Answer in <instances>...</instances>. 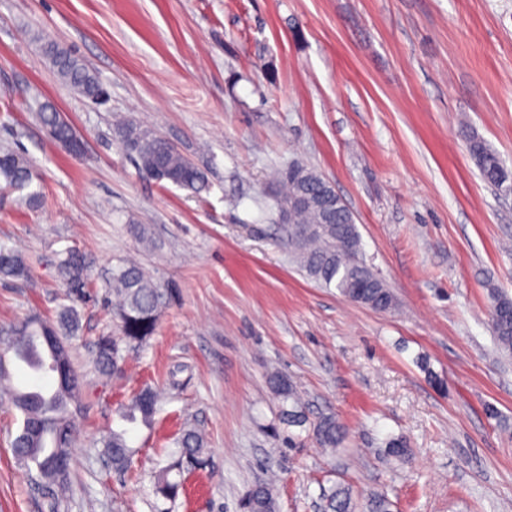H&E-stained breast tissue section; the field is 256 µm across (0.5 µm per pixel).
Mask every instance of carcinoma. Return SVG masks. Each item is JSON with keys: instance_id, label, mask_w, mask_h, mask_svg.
<instances>
[{"instance_id": "carcinoma-1", "label": "carcinoma", "mask_w": 512, "mask_h": 512, "mask_svg": "<svg viewBox=\"0 0 512 512\" xmlns=\"http://www.w3.org/2000/svg\"><path fill=\"white\" fill-rule=\"evenodd\" d=\"M54 77L76 93L96 98L101 85L70 50L54 43L44 46ZM36 119L57 143L72 145L74 131L60 119L50 103L42 105ZM113 135L133 158L138 173L158 184H172L196 194L208 187L206 173L173 143L131 119L113 124ZM469 152L482 179L504 191L512 188V170L476 136H468ZM32 165L27 156L10 147L0 148V183L12 190L31 186ZM279 186L278 209L288 217V247L293 261L306 275L336 288L347 299L386 311L394 296L384 281L360 259V236L353 213L336 194L332 184L314 169L294 162L276 173ZM59 276L69 294L86 299L88 265L78 252H66L57 264ZM0 277L26 281L30 277L28 259L21 252L0 246ZM109 287L115 301L112 311L118 335H103L94 343V362L102 375L122 370L125 353L143 344L154 332L161 309L176 293L148 276L130 261L112 268ZM491 324L502 351L512 353V298L491 295ZM80 314L71 305L61 307L56 320L33 313L6 329L19 332L24 342L0 345V390L7 394L21 416V427L12 441L15 457L35 472L36 480L58 491L66 488L73 460L75 417L80 409L83 376L74 367L70 337L79 330ZM274 393L284 402L298 404L295 385L279 372L269 376ZM157 393L141 390L118 409L128 424L152 425ZM128 430L110 429L100 439L102 454L118 471L128 469L136 449L127 440ZM320 448L343 446L345 432L333 415L321 417L313 426ZM179 457L157 475L155 493L173 499L183 488V463L197 469L209 465L210 455L202 435L194 429L182 431ZM328 512H357L348 487L338 483L323 491ZM244 512H278L273 489L264 483L248 489L242 497Z\"/></svg>"}]
</instances>
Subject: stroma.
<instances>
[{
  "mask_svg": "<svg viewBox=\"0 0 512 512\" xmlns=\"http://www.w3.org/2000/svg\"><path fill=\"white\" fill-rule=\"evenodd\" d=\"M48 40L86 64L104 101L53 77ZM45 103L80 157L46 137ZM118 116L175 144L207 191L141 178L112 136ZM468 131L512 167V0H0V144L30 158L43 194L32 208L0 192V244L32 277L0 279V324L56 317L67 250L88 257L93 285L77 306L85 385L58 512H242L271 475L279 512H318L337 483L396 512H512V358L489 320L491 290L512 297V195L481 178ZM294 161L352 211L391 310L292 262L270 177ZM128 256L177 296L107 379L92 345L116 331L106 283ZM276 370L301 395L299 422L270 388ZM146 387L162 391L155 422L128 429L137 453L115 473L94 442L125 427L119 404ZM324 415L347 432L333 455L311 440ZM19 425L0 401V512H51L13 456ZM186 428L210 465L170 501L153 486ZM398 436L408 459L386 454Z\"/></svg>",
  "mask_w": 512,
  "mask_h": 512,
  "instance_id": "obj_1",
  "label": "stroma"
}]
</instances>
